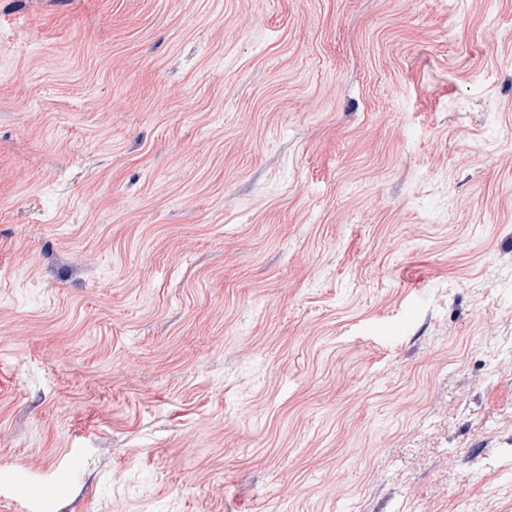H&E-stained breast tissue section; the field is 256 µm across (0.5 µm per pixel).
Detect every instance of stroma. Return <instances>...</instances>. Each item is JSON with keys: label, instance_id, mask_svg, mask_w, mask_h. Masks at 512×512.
<instances>
[{"label": "stroma", "instance_id": "35a3bbf8", "mask_svg": "<svg viewBox=\"0 0 512 512\" xmlns=\"http://www.w3.org/2000/svg\"><path fill=\"white\" fill-rule=\"evenodd\" d=\"M512 0H0V512H512Z\"/></svg>", "mask_w": 512, "mask_h": 512}]
</instances>
